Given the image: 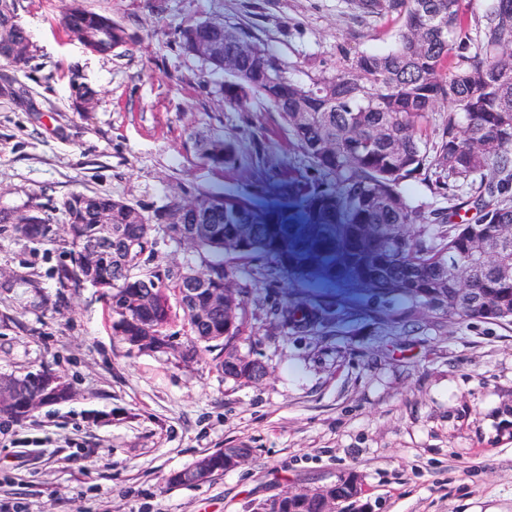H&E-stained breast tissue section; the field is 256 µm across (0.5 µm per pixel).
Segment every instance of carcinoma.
Instances as JSON below:
<instances>
[{
	"label": "carcinoma",
	"mask_w": 512,
	"mask_h": 512,
	"mask_svg": "<svg viewBox=\"0 0 512 512\" xmlns=\"http://www.w3.org/2000/svg\"><path fill=\"white\" fill-rule=\"evenodd\" d=\"M353 18L390 19L397 26L394 46L384 52H361L332 70L297 79L288 66L264 46L224 22L204 20L179 30L185 52L203 37L224 45V60L204 62L222 72L224 84L258 98L281 114L297 147L309 159L315 176L288 173L279 200H256L233 194L200 192L197 199L219 210L210 233L193 246L236 260L265 259L293 280L322 284L351 294L376 292L399 296L421 306L471 319L512 324V0H347ZM78 0L64 6L65 29L95 14L74 17ZM263 60L284 81L270 95L259 84L255 59ZM322 100L315 112H301L302 102ZM448 104L431 125L438 103ZM224 147L222 166L239 159L237 145ZM411 180L448 200L441 207L416 204L404 187ZM112 260L96 269L94 281L112 285L115 334L164 336L177 317L194 340L222 342L214 367L238 379L224 360L243 363L250 354L238 343L246 322L224 324V310L210 322L194 315L197 300H186L183 286L190 266L146 270L142 256L153 250L156 225H136L127 237L122 200L112 199ZM473 220H456L460 211ZM239 224L251 234L240 243ZM70 263L56 280L62 288H80L87 270L76 258L90 253L97 241L81 228L68 236ZM227 289L225 301L244 310L247 291L236 287L224 264L206 270ZM159 286L174 296L179 311L151 325L136 318L125 299L146 287ZM282 328L316 332L331 318L329 308L313 301L290 302L275 313ZM14 394L0 378V418L9 413Z\"/></svg>",
	"instance_id": "obj_1"
}]
</instances>
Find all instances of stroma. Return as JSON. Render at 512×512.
Returning <instances> with one entry per match:
<instances>
[{
  "label": "stroma",
  "mask_w": 512,
  "mask_h": 512,
  "mask_svg": "<svg viewBox=\"0 0 512 512\" xmlns=\"http://www.w3.org/2000/svg\"><path fill=\"white\" fill-rule=\"evenodd\" d=\"M112 16L134 43L121 56L87 52L60 25V0H17L30 36L18 71L0 61V211L41 209L54 242L0 224V376L43 369L69 401L25 420L0 418V500L20 512H250L254 502L356 471L372 512H512V325L427 310L371 292L344 296L236 265L247 288L242 352L261 382L224 378L191 347L182 321L162 351L112 331L98 289L58 288L68 263L63 202L119 198L154 217L198 192L257 199L286 171L309 173L277 112L225 106L223 74L185 55L178 31L216 19L288 62L295 77L335 68L340 52L388 46L392 22L351 19L343 0H80ZM96 94L76 109L71 83ZM234 139L239 161L217 168L195 136ZM151 266L202 268L213 254L156 231ZM292 298L328 305L318 332L287 333L274 312ZM193 356H186V349ZM248 448L237 469L199 485L170 477L205 452Z\"/></svg>",
  "instance_id": "35a3bbf8"
}]
</instances>
